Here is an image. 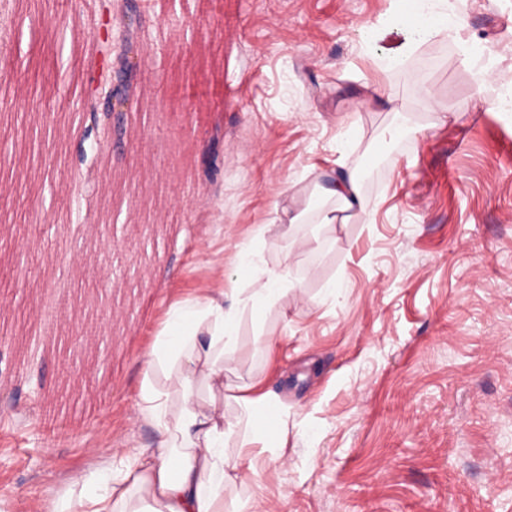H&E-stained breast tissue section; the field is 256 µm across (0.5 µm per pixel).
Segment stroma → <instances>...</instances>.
I'll return each instance as SVG.
<instances>
[{"label": "stroma", "mask_w": 512, "mask_h": 512, "mask_svg": "<svg viewBox=\"0 0 512 512\" xmlns=\"http://www.w3.org/2000/svg\"><path fill=\"white\" fill-rule=\"evenodd\" d=\"M122 6L0 0L21 32L0 64V512L153 442L130 420L143 353L207 281L202 244L250 241L286 185L338 164L360 173L357 216L302 225L293 252L257 244L294 286L244 317L231 379L264 380L284 430L224 512H512V116L475 110L473 82L512 71V0H458L457 38L388 72L375 62L401 36L362 31L393 0H165L144 13L128 136L83 170L80 46L120 36ZM374 86L402 113L363 106ZM425 87L435 111L416 109ZM106 293L113 325L72 352Z\"/></svg>", "instance_id": "35a3bbf8"}]
</instances>
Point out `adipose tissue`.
Segmentation results:
<instances>
[{"label": "adipose tissue", "mask_w": 512, "mask_h": 512, "mask_svg": "<svg viewBox=\"0 0 512 512\" xmlns=\"http://www.w3.org/2000/svg\"><path fill=\"white\" fill-rule=\"evenodd\" d=\"M397 17L413 41L457 35L442 0H397ZM357 172L331 171L310 191L291 188L273 204L270 222L293 238L297 224H332L337 214L361 210ZM241 287L224 285V266L212 267L207 287L171 300L149 345L136 402L155 431L151 447L110 455L39 506V512H224V489L237 467L226 448L240 436L242 456L278 447L284 424L280 403L262 382L226 383L233 372L244 315L273 308L293 282L287 265L269 266L254 244L234 247ZM234 401L241 416L224 413Z\"/></svg>", "instance_id": "ef3b65f1"}]
</instances>
